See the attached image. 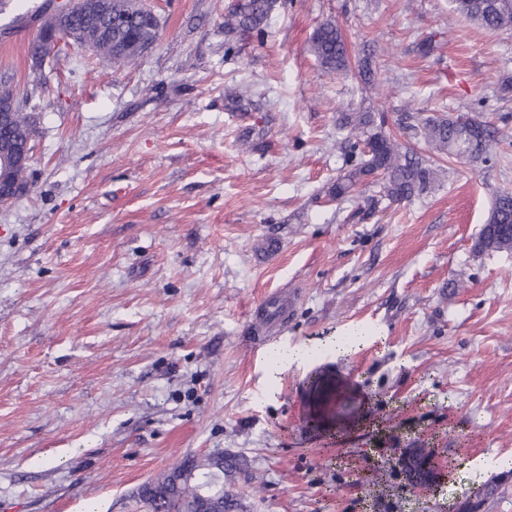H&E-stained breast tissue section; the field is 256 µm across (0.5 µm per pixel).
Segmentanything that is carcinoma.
Returning <instances> with one entry per match:
<instances>
[{"label": "carcinoma", "instance_id": "obj_1", "mask_svg": "<svg viewBox=\"0 0 512 512\" xmlns=\"http://www.w3.org/2000/svg\"><path fill=\"white\" fill-rule=\"evenodd\" d=\"M453 11L488 31L512 29V0H451ZM277 0H237L224 17V33L244 35L260 32L267 25ZM79 36L96 44L98 54L112 56V69L122 71L132 66L141 51L157 39L160 18L145 7L143 0H108L107 10L94 23L76 15L70 23ZM309 52L329 74L346 75L352 70L351 57L339 25L334 19L320 22L309 39ZM385 115L374 112H340L336 118L339 130L346 132L347 170L327 189L325 197L339 201L368 179L378 187L375 194L365 198L363 216H372L383 202L388 204L410 201L439 181L442 171L438 160L448 156L467 157L484 161L496 141L497 129L476 116L467 123L459 117L422 112H399L395 123L404 130H413L435 159L419 156L413 148L387 134ZM29 136L27 119L16 117L5 140L23 144ZM477 252L512 251V193L498 195L490 216L474 245ZM426 461L424 449L405 453L402 473L410 483L424 482ZM243 462L235 456L224 457L223 512H245L241 498L235 493ZM138 500L147 512H196L198 495L194 486L171 489L159 499Z\"/></svg>", "mask_w": 512, "mask_h": 512}]
</instances>
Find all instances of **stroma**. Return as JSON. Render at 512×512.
<instances>
[{"mask_svg": "<svg viewBox=\"0 0 512 512\" xmlns=\"http://www.w3.org/2000/svg\"><path fill=\"white\" fill-rule=\"evenodd\" d=\"M43 0L0 14V75L34 107L31 189L0 206V512H143L134 493L186 456L231 451L248 512H512V252L473 249L512 192V30L449 0H286L262 34L224 35L235 0H149L157 41L113 72L93 53L34 76ZM326 18L382 84L321 70ZM433 50L420 55L418 43ZM483 101L492 162L451 157L419 197L362 218L371 188L324 199L345 167L337 112L464 114ZM249 138L252 148L241 151ZM293 297L269 348L263 298ZM357 326L383 334L344 357ZM317 349L268 389L270 348ZM433 448L436 492L371 472ZM506 485L485 502L465 489ZM382 334L380 329L363 332L359 328H349L331 340L330 348L336 351L337 356L348 355L351 351L363 346L367 340L372 339L370 336H382ZM343 336L348 338L345 340Z\"/></svg>", "mask_w": 512, "mask_h": 512, "instance_id": "35a3bbf8", "label": "stroma"}]
</instances>
